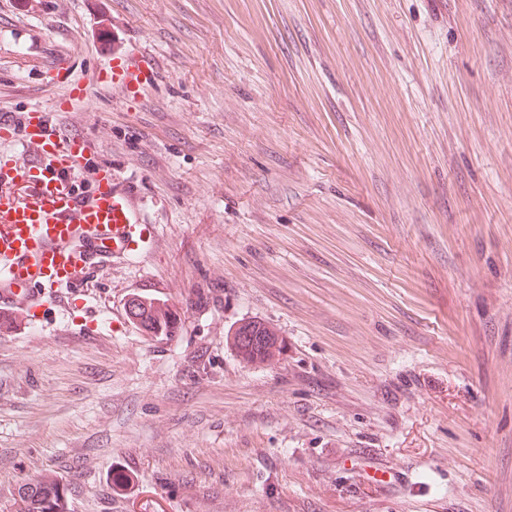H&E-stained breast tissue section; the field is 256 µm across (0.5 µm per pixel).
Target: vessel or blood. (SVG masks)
Instances as JSON below:
<instances>
[{
    "label": "vessel or blood",
    "instance_id": "vessel-or-blood-1",
    "mask_svg": "<svg viewBox=\"0 0 512 512\" xmlns=\"http://www.w3.org/2000/svg\"><path fill=\"white\" fill-rule=\"evenodd\" d=\"M154 79L138 52H113L110 81L123 91ZM0 129L20 133L14 163L0 164V325H12L57 306L61 289L84 292L97 267L150 251L153 239L144 233L147 203L135 181L101 165L89 189L79 190L92 140L62 132L38 108L16 121L0 117Z\"/></svg>",
    "mask_w": 512,
    "mask_h": 512
}]
</instances>
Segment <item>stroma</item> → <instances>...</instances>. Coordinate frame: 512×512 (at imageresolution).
I'll list each match as a JSON object with an SVG mask.
<instances>
[{"instance_id":"obj_1","label":"stroma","mask_w":512,"mask_h":512,"mask_svg":"<svg viewBox=\"0 0 512 512\" xmlns=\"http://www.w3.org/2000/svg\"><path fill=\"white\" fill-rule=\"evenodd\" d=\"M116 48L156 83L71 111L53 60ZM33 105L156 242L0 333V512L45 475L71 512H512V0H0ZM129 317L146 330L155 332L158 325L170 332L177 325V314L165 303L154 302L134 296L128 302ZM230 336L237 355L246 363H272L283 351L277 331L262 322H243Z\"/></svg>"}]
</instances>
